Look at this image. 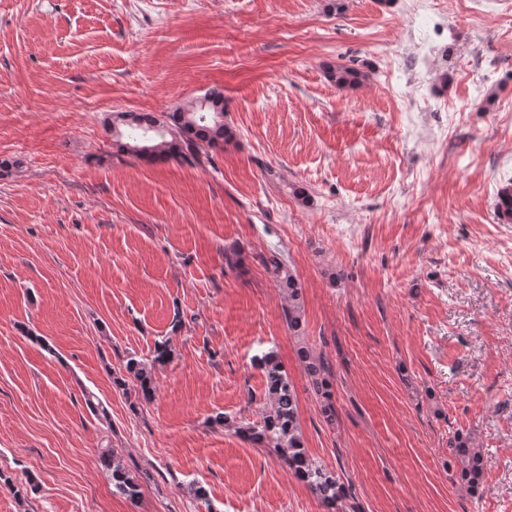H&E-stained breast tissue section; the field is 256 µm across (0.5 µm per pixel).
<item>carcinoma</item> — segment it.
<instances>
[{
    "label": "carcinoma",
    "instance_id": "1",
    "mask_svg": "<svg viewBox=\"0 0 512 512\" xmlns=\"http://www.w3.org/2000/svg\"><path fill=\"white\" fill-rule=\"evenodd\" d=\"M326 74L328 80L340 89L359 85L368 79L365 72L344 65H331ZM203 101L206 102L204 107H196L192 101L184 103L167 113L164 121L148 113L138 115L137 125L129 131L128 137L133 140L140 133L151 131L157 141L147 147L128 143L124 149L134 156L148 151L159 156L178 158L183 162H201L204 147L216 149L233 136L228 126L220 125L215 120V109H224V89L220 86L209 88ZM274 271L278 286L288 297V307L284 309L288 328L296 337L301 338L304 335L301 288L288 268L276 262ZM297 354L305 374L310 378L325 421L335 423L334 383L328 365L305 342L298 347ZM171 357L172 348L165 340L155 343L154 356L149 361L135 356L126 359L124 368L135 380L134 400L130 402L132 410H137L144 402H150L154 393V372ZM254 362L265 377L266 408L258 423H245L236 427V432L273 451L284 461L294 477L311 489L321 503L333 512L339 503L352 497V486L345 484L336 470L315 462L308 455L298 423L296 390L276 356L267 352L255 357ZM454 440L453 453L460 466V478L474 489L482 480V450L472 446L469 440L460 435L455 436ZM100 464L119 492L132 500L139 495L137 478L114 449H102Z\"/></svg>",
    "mask_w": 512,
    "mask_h": 512
}]
</instances>
